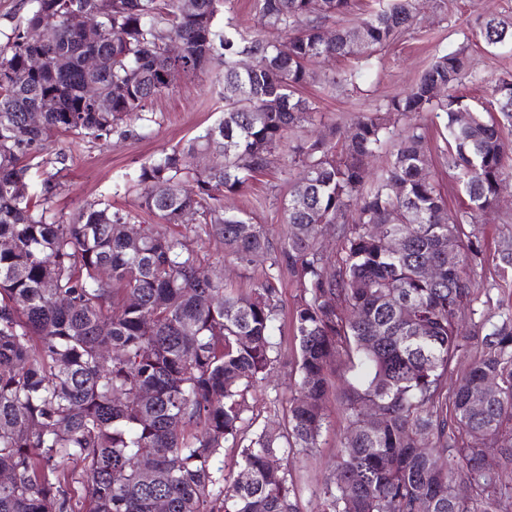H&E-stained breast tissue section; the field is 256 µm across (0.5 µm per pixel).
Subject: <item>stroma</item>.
Segmentation results:
<instances>
[{"mask_svg":"<svg viewBox=\"0 0 512 512\" xmlns=\"http://www.w3.org/2000/svg\"><path fill=\"white\" fill-rule=\"evenodd\" d=\"M489 13L512 16V0H421L414 29L373 58L361 78L334 90L318 81L303 88V95L318 107L315 121L305 128V135H318L327 125L349 126L362 114L375 111L386 100L407 91L436 57L460 49L468 57L467 75L460 92L465 103L480 106L484 80L512 79V45L490 47L477 34V16ZM223 71L216 61L198 76L178 77L169 93L148 104L151 121H128L123 125V134L96 140L72 134L54 137L41 167L30 171L31 193H39L43 181L49 179L56 186L53 206L64 216H72L86 204L105 199L115 208L139 212L143 223H158V216L140 211L138 195L126 190L124 177L145 161L185 145L222 117ZM445 122V117L427 112L417 118H404L400 125H422L435 180L447 198L449 214L455 215L463 210L464 195L456 172L446 159ZM287 163V151L276 152L268 171L256 174L241 193L224 199L226 211L246 212L275 241L287 231L283 210L290 191ZM474 225L484 256L470 264L474 310L463 314L462 323L482 336L488 333L490 324L499 322L501 315L512 310V273H499L494 263L502 243L512 238V203L502 202L495 212L476 218ZM199 245L209 267L232 287L247 292L261 280V268H243L225 255L219 241L205 237ZM278 289V360L269 383L248 394L244 416L253 420L255 427L280 430L288 422V400L295 394L299 381V347L291 329V312L301 290L296 280L288 277L279 282ZM357 373L347 359L331 362L327 376L332 388L326 400L327 419L318 446L290 457L289 479L297 489L299 512H313L332 470L344 425L340 383L354 380Z\"/></svg>","mask_w":512,"mask_h":512,"instance_id":"35a3bbf8","label":"stroma"}]
</instances>
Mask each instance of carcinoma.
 <instances>
[{"mask_svg": "<svg viewBox=\"0 0 512 512\" xmlns=\"http://www.w3.org/2000/svg\"><path fill=\"white\" fill-rule=\"evenodd\" d=\"M32 0L0 44V512H298L288 457L317 447L326 421L332 359H357L346 383L345 426L319 512H512V313L484 336H467L462 311L474 302L468 261L475 232L448 215L422 127L401 134L402 116L445 113L452 168L474 219L500 203L512 161L498 112L512 121V84L487 81L482 109L463 102L464 52L438 57L404 94L345 129L296 137L298 170L284 203L288 229L275 244L244 214L224 211L288 135L317 107L301 89L319 60L366 65L411 28L417 0H388L324 38L326 24L354 0H256L264 33L218 25L224 0ZM76 13L103 35L84 42ZM478 35L512 44V18L487 14ZM88 52L105 64L88 75ZM49 65L34 73L30 59ZM224 65V115L183 148L142 163L126 184L163 223L132 244L120 229L139 215L95 201L67 218L52 208L54 185L29 193L30 162L59 134L108 138L166 94L174 72ZM111 100L99 112L87 80ZM442 85L443 98L432 96ZM42 111L31 125L27 114ZM468 118L461 119L462 113ZM392 150L378 172L371 158ZM193 183L192 191L183 185ZM402 193H391V187ZM243 267L266 264L249 292L202 282L198 231L174 235L185 214ZM341 244L325 273L321 238ZM400 248L391 246L393 239ZM496 267L512 269V242ZM437 268L427 279L421 269ZM297 278L291 316L300 381L283 432H250L245 396L277 360V283ZM476 354L453 389L448 367L468 344ZM112 357L102 358L103 350ZM497 389L477 407L487 381ZM152 393L148 400L139 392ZM238 449L233 479L213 467Z\"/></svg>", "mask_w": 512, "mask_h": 512, "instance_id": "carcinoma-1", "label": "carcinoma"}]
</instances>
